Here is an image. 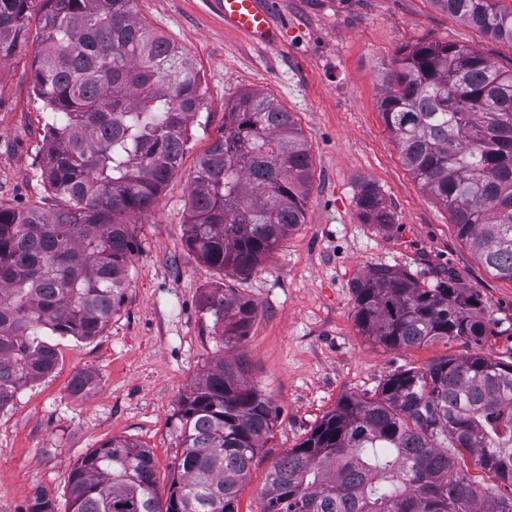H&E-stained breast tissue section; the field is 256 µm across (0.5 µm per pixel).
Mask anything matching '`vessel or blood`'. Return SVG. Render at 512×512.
I'll list each match as a JSON object with an SVG mask.
<instances>
[{
	"mask_svg": "<svg viewBox=\"0 0 512 512\" xmlns=\"http://www.w3.org/2000/svg\"><path fill=\"white\" fill-rule=\"evenodd\" d=\"M225 24L259 45L273 44L279 31L274 0H213Z\"/></svg>",
	"mask_w": 512,
	"mask_h": 512,
	"instance_id": "obj_1",
	"label": "vessel or blood"
}]
</instances>
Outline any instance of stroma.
I'll use <instances>...</instances> for the list:
<instances>
[{
    "label": "stroma",
    "mask_w": 512,
    "mask_h": 512,
    "mask_svg": "<svg viewBox=\"0 0 512 512\" xmlns=\"http://www.w3.org/2000/svg\"><path fill=\"white\" fill-rule=\"evenodd\" d=\"M135 11L177 45L201 78V107L189 125L178 172L153 209L129 216L134 254L126 300L93 340L53 337L59 362L0 411V512H25L35 492L69 512L68 480L90 450L115 437L150 448L167 489L178 446L181 399L219 358L240 355L276 410L239 494V512H259L273 463L297 447L345 396L373 397L387 376L472 348L436 339L400 349L364 335L350 285L369 267L396 266L424 283L448 276L473 288L494 323L486 354L512 362V283L488 273L458 239L447 209L414 178L379 111L382 68L421 42L467 46L512 70V45L448 16L433 0H279L273 48L245 41L211 0H135ZM39 11L14 54L0 60V207H69L43 176L48 114L33 90L41 49ZM271 94L293 112L310 149L313 176L302 224L249 276L214 271L190 250L185 217L199 158L224 127L239 93ZM373 183L394 215L386 229L363 223L359 187ZM257 307L242 341L203 311L217 283ZM87 380L81 391L72 381Z\"/></svg>",
    "instance_id": "stroma-1"
}]
</instances>
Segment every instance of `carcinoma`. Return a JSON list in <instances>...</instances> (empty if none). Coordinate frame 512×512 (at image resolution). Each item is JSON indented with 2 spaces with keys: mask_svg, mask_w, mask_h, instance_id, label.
I'll return each instance as SVG.
<instances>
[{
  "mask_svg": "<svg viewBox=\"0 0 512 512\" xmlns=\"http://www.w3.org/2000/svg\"><path fill=\"white\" fill-rule=\"evenodd\" d=\"M32 2L0 0V59L25 36ZM39 2L32 83L50 113L44 174L73 206L0 207V410L54 371L47 337L93 340L121 310L134 249L123 217L152 208L201 104L199 73L137 18L134 0ZM433 2L512 44V8L500 0ZM383 84L379 108L405 164L479 262L512 283V71L464 45L426 42L395 59ZM311 179L293 113L269 94H238L198 160L188 247L213 269L250 274L302 223ZM356 205L365 224L394 223L371 183ZM351 288L357 325L387 346L447 338L478 347L494 335L479 295L453 279L424 284L376 265ZM204 309L226 347L257 316L222 284ZM274 420L247 362L224 357L182 401L166 498L150 450L114 437L71 471L70 512H238ZM464 450L489 482L459 461ZM259 512H512V363L481 351L445 357L388 376L371 399H340L273 464Z\"/></svg>",
  "mask_w": 512,
  "mask_h": 512,
  "instance_id": "cac0c4a2",
  "label": "carcinoma"
}]
</instances>
